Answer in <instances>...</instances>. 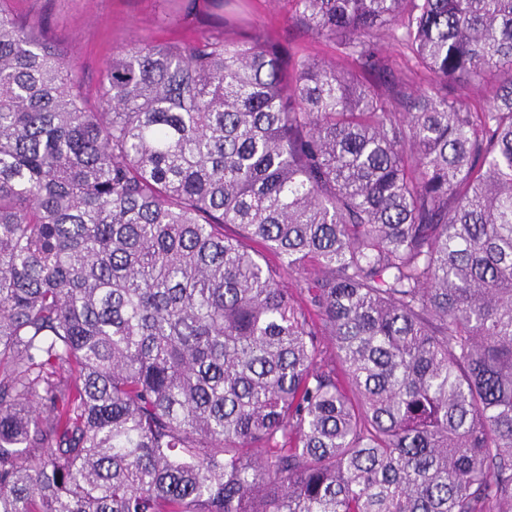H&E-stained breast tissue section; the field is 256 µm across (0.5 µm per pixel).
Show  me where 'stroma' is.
Wrapping results in <instances>:
<instances>
[{
  "label": "stroma",
  "mask_w": 512,
  "mask_h": 512,
  "mask_svg": "<svg viewBox=\"0 0 512 512\" xmlns=\"http://www.w3.org/2000/svg\"><path fill=\"white\" fill-rule=\"evenodd\" d=\"M20 15L42 14L51 32L67 46L87 89H94L100 70L113 48L133 39L171 38L158 25L159 16L171 10L170 0H12ZM241 31H258L290 49H303L318 59L334 63L340 56L334 43L311 41L289 14L285 0H254Z\"/></svg>",
  "instance_id": "35a3bbf8"
}]
</instances>
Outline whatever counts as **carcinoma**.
<instances>
[{
    "mask_svg": "<svg viewBox=\"0 0 512 512\" xmlns=\"http://www.w3.org/2000/svg\"><path fill=\"white\" fill-rule=\"evenodd\" d=\"M10 2L0 512H512V0H288L343 67L214 0L92 94Z\"/></svg>",
    "mask_w": 512,
    "mask_h": 512,
    "instance_id": "carcinoma-1",
    "label": "carcinoma"
}]
</instances>
